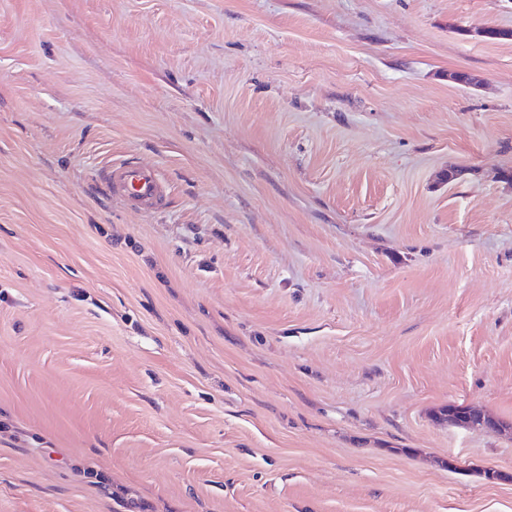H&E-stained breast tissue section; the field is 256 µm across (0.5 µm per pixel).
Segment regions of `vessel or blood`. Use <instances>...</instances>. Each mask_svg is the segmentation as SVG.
Instances as JSON below:
<instances>
[{"label":"vessel or blood","mask_w":512,"mask_h":512,"mask_svg":"<svg viewBox=\"0 0 512 512\" xmlns=\"http://www.w3.org/2000/svg\"><path fill=\"white\" fill-rule=\"evenodd\" d=\"M104 178L113 194L132 211L152 215L168 198L167 186L153 168L127 159L109 164Z\"/></svg>","instance_id":"1"}]
</instances>
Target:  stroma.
<instances>
[{"label": "stroma", "mask_w": 512, "mask_h": 512, "mask_svg": "<svg viewBox=\"0 0 512 512\" xmlns=\"http://www.w3.org/2000/svg\"><path fill=\"white\" fill-rule=\"evenodd\" d=\"M484 26L512 0H0V512H512V435L438 417L512 423ZM104 178L113 196L132 211L153 215L161 211L168 198L167 186L155 170L127 159L109 164ZM459 412L454 416L448 415V420L454 422L455 424L463 427H473V428H486V429H500L503 428V424L498 420L490 418L485 413H477L472 412L467 409L459 408Z\"/></svg>", "instance_id": "35a3bbf8"}]
</instances>
